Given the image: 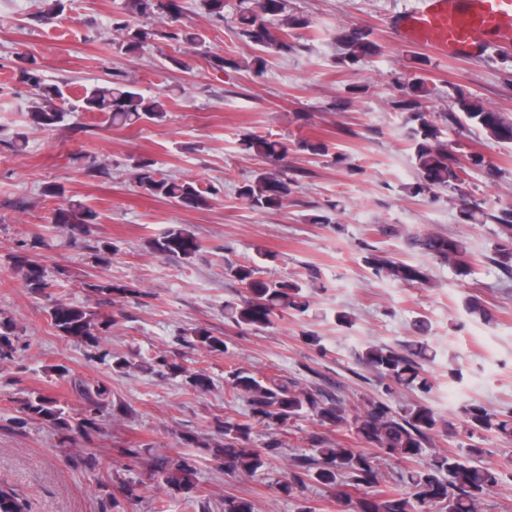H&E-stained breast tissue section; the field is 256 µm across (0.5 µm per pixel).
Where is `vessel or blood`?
Here are the masks:
<instances>
[{
  "instance_id": "vessel-or-blood-1",
  "label": "vessel or blood",
  "mask_w": 512,
  "mask_h": 512,
  "mask_svg": "<svg viewBox=\"0 0 512 512\" xmlns=\"http://www.w3.org/2000/svg\"><path fill=\"white\" fill-rule=\"evenodd\" d=\"M401 40L439 54L478 57L492 43L512 41V0H421L399 16Z\"/></svg>"
}]
</instances>
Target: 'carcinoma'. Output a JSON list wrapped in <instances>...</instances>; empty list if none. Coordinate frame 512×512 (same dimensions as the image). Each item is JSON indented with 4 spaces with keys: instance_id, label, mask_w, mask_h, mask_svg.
Segmentation results:
<instances>
[{
    "instance_id": "cac0c4a2",
    "label": "carcinoma",
    "mask_w": 512,
    "mask_h": 512,
    "mask_svg": "<svg viewBox=\"0 0 512 512\" xmlns=\"http://www.w3.org/2000/svg\"><path fill=\"white\" fill-rule=\"evenodd\" d=\"M125 10L140 17H156L161 24L178 20L180 6L176 0H126ZM278 21L272 30V21ZM240 36L256 54L253 64L257 70L266 66V55L273 50L288 54L295 50L290 31L304 29L310 22L303 16L286 14L285 0H239L236 18ZM113 30L122 38L121 46L134 52L155 38L162 36L187 48L205 42L206 34L195 28H176L166 32L157 28L132 25L126 20H113ZM340 54L338 63L354 67L365 57L378 52L370 32L360 27L344 28L337 38ZM23 82L36 91L37 101L28 111L29 124L40 130H55L64 121L66 99L59 86H46L41 77L25 68L21 69ZM430 90L423 76L402 86L399 96L391 100L393 110L404 114L408 134L413 145L415 181L405 185L413 197L428 196L437 190L448 192L455 201L459 218L464 223H477L486 215L487 202L477 199L463 188L471 169H480L493 175L490 163L483 155L471 153L459 156L448 148L444 125L475 126L487 137L503 144H512V117L486 107L482 101L464 94L454 99L451 111L436 114L427 111L425 102ZM84 112L98 113L104 123L113 127H128L143 121L162 122L167 117L164 105L157 96L146 97L129 84L112 82L95 85L85 90L81 99ZM243 150L262 158L281 160L288 147L266 135L250 133L240 140ZM156 162L149 157L139 158L134 166L133 181L148 196L172 199L186 207L199 208L218 194L217 188L193 179H181L159 172ZM294 180L281 170L262 171L245 180L239 187V197L257 211L280 210L288 204ZM95 213L83 206L72 204L55 212V223L68 224L84 233L95 220ZM499 227V242L493 262L512 274V206L501 207L491 215ZM411 248L423 255L454 267L461 276L474 272V259L465 243L452 235L423 231L408 238ZM151 248L160 254L188 260L200 250L194 233L183 227H172L153 239ZM365 263L382 278L404 285H428L429 275L421 264L369 252ZM24 270L26 286L34 294H44L53 287L42 265L29 258L19 259ZM227 273L239 282L247 296L238 301L224 302V318L230 323L259 331L271 323L279 313L302 312L306 309L304 285L293 279L266 280L262 268L254 262L230 264ZM91 293L107 297L114 294L136 295L138 291L125 285L97 280L87 284ZM51 326L63 336L83 344L95 352L100 345L98 334L112 326L110 319H95L94 314L77 305L55 300L49 310ZM18 339L16 326L10 319H0V359H8ZM180 340L199 346L209 352H224V339L207 330H196ZM429 359L427 345L419 340L403 344L396 349L388 345H367L359 360L384 381V394L394 395L399 388L431 391V382L424 375L420 361ZM157 365L170 373L183 375L186 386L194 391L210 388L211 378L202 372L187 373L178 364L166 358H157ZM226 382L233 394L247 400L249 421L235 419L217 422L218 432L224 435V447L216 449L214 457L221 460L224 469L237 476L252 477L263 472L270 458L279 454L281 442L272 438L261 448L249 446L251 421L271 425H288L305 413L316 417L322 426L336 429L354 426L357 436L378 450V455L365 454L353 448L336 445L321 436H312L313 452L292 458L288 480L279 483L282 493L291 495L306 481L343 495L340 487L349 482L356 487L371 488L379 483V458L414 461L417 467L408 475L413 489L411 496L397 492L381 493L378 497L360 500L358 512H430L433 505L441 512H481L487 493L499 483L498 472L479 464L464 463L451 451L430 448L432 433L445 425L430 407L421 402L405 403L392 408L386 399H369L364 408L351 414L344 403L318 386L307 387L300 382L278 374H257L242 366L229 370ZM86 407L84 417L72 426L57 400L32 392L22 401L23 417L17 424L30 420L45 421L59 431L78 429L90 438L101 433L96 418L100 401L110 395L104 383L84 387ZM465 431L485 432L512 440V415L497 414L481 403H471L462 409ZM160 480L177 491L195 489L192 475L196 462L189 456L176 459L158 457L154 461ZM0 512H28L26 500L12 489L0 486ZM222 512H253L251 502L227 495Z\"/></svg>"
}]
</instances>
